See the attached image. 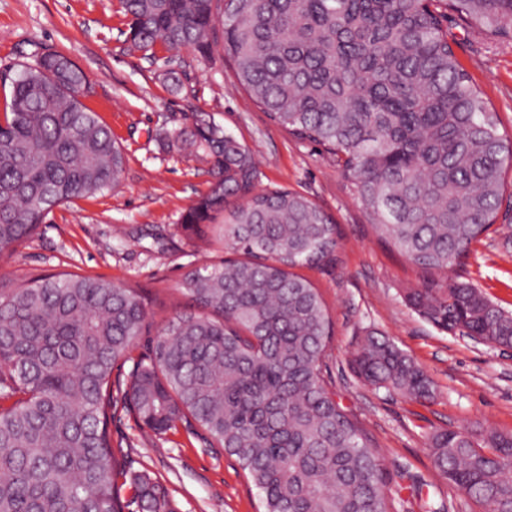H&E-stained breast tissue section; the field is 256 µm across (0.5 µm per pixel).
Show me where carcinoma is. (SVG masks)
I'll return each mask as SVG.
<instances>
[{"label": "carcinoma", "instance_id": "1", "mask_svg": "<svg viewBox=\"0 0 512 512\" xmlns=\"http://www.w3.org/2000/svg\"><path fill=\"white\" fill-rule=\"evenodd\" d=\"M127 44L155 57L207 55L221 28L237 78L270 119L324 146L381 237L426 270L446 271L495 222L512 138L448 40L452 10L512 40V0H119ZM0 256L52 209L117 184L125 158L83 102L85 72L36 46L0 72ZM195 143L214 158L187 230L224 219L219 239L243 258L196 267L194 309L172 319L137 364L124 404L155 434L199 426L237 456L263 512H391L384 468L321 374L330 321L316 289L291 272L333 264L337 228L306 197L255 191L249 151L208 115ZM435 326L512 346V313L448 278L406 295ZM146 328L139 292L60 272L0 288V512H173L164 486L112 450V369ZM377 390L427 402V371L389 338L353 356ZM436 469L482 512H512V433L476 422L429 436Z\"/></svg>", "mask_w": 512, "mask_h": 512}]
</instances>
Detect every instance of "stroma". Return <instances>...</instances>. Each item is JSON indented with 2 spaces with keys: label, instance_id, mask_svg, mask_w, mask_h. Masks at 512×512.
I'll use <instances>...</instances> for the list:
<instances>
[{
  "label": "stroma",
  "instance_id": "1",
  "mask_svg": "<svg viewBox=\"0 0 512 512\" xmlns=\"http://www.w3.org/2000/svg\"><path fill=\"white\" fill-rule=\"evenodd\" d=\"M445 26L460 65L512 134V43L485 38L454 12ZM126 29L119 0H0V71L38 44L65 53L88 75L85 102L125 157L118 185L55 207L36 235L0 258V282L75 272L137 289L146 329L112 372L113 384H126L168 322L191 308L182 292L185 273L235 255L229 244L182 224L211 183L212 159L191 143L197 116L208 115L249 150L259 188L304 195L338 226L337 264L298 273L317 288L331 320L322 374L379 451L394 512H422L425 503L481 512L439 474L427 439L434 428L476 421L512 432V351L443 331L408 306L406 293L430 286L433 274L380 241L322 146L271 121L239 85L221 47L205 56L160 45L149 60L127 52ZM170 70L179 74L181 92L169 91ZM451 274L512 312V199ZM373 332L428 371L433 400L414 402L357 377L352 355ZM110 430L115 454L133 470L150 471L174 512H258V491L237 457L210 447L205 434L180 426L160 437L124 407Z\"/></svg>",
  "mask_w": 512,
  "mask_h": 512
}]
</instances>
